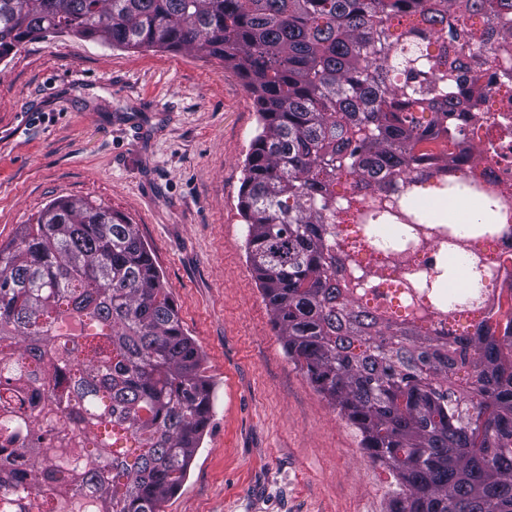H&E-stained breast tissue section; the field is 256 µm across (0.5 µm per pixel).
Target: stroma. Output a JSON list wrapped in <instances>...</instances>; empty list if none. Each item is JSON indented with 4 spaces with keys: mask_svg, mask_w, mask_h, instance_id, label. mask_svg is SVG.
Returning a JSON list of instances; mask_svg holds the SVG:
<instances>
[{
    "mask_svg": "<svg viewBox=\"0 0 512 512\" xmlns=\"http://www.w3.org/2000/svg\"><path fill=\"white\" fill-rule=\"evenodd\" d=\"M257 126L221 59L28 41L0 60V244L58 198L137 225L212 385L164 512H386L393 477L288 359L252 270L238 202Z\"/></svg>",
    "mask_w": 512,
    "mask_h": 512,
    "instance_id": "35a3bbf8",
    "label": "stroma"
}]
</instances>
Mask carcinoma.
Segmentation results:
<instances>
[{"mask_svg": "<svg viewBox=\"0 0 512 512\" xmlns=\"http://www.w3.org/2000/svg\"><path fill=\"white\" fill-rule=\"evenodd\" d=\"M72 35L224 60L259 114L239 212L288 357L397 489L387 512H512V207L472 112L512 102V0H0V60ZM475 208L462 227L427 198ZM430 245L429 271L385 276ZM473 287H448L449 261ZM212 410L136 225L56 199L0 245V512H163Z\"/></svg>", "mask_w": 512, "mask_h": 512, "instance_id": "1", "label": "carcinoma"}]
</instances>
